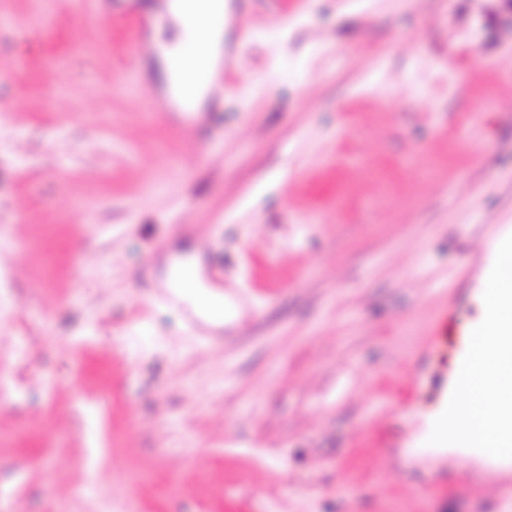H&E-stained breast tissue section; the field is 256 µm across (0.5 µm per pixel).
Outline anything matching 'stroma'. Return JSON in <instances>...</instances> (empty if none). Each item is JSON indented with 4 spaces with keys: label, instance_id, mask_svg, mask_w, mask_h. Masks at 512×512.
I'll list each match as a JSON object with an SVG mask.
<instances>
[{
    "label": "stroma",
    "instance_id": "1",
    "mask_svg": "<svg viewBox=\"0 0 512 512\" xmlns=\"http://www.w3.org/2000/svg\"><path fill=\"white\" fill-rule=\"evenodd\" d=\"M99 9L0 0V512H512L418 359L512 233V0H257L186 132ZM186 227L207 344L137 283Z\"/></svg>",
    "mask_w": 512,
    "mask_h": 512
}]
</instances>
